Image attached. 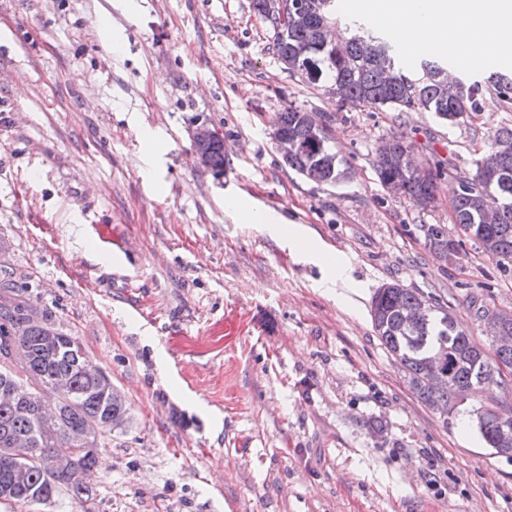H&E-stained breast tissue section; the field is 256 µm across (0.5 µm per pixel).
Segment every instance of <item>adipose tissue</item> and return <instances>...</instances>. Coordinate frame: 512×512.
I'll use <instances>...</instances> for the list:
<instances>
[{
	"mask_svg": "<svg viewBox=\"0 0 512 512\" xmlns=\"http://www.w3.org/2000/svg\"><path fill=\"white\" fill-rule=\"evenodd\" d=\"M350 7L387 30L409 60L451 51L473 71L492 57L512 61V0H350ZM288 240L302 258L328 265L325 291L346 298L352 286L328 250L296 229Z\"/></svg>",
	"mask_w": 512,
	"mask_h": 512,
	"instance_id": "ef3b65f1",
	"label": "adipose tissue"
}]
</instances>
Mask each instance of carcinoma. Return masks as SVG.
I'll return each mask as SVG.
<instances>
[{
	"mask_svg": "<svg viewBox=\"0 0 512 512\" xmlns=\"http://www.w3.org/2000/svg\"><path fill=\"white\" fill-rule=\"evenodd\" d=\"M253 8L272 31L274 55L290 77L320 88L336 103H355L375 110L403 112L421 107L450 125L470 112L480 111L485 93L512 107V75L493 73L484 82L448 81V62L431 57L410 72L395 44L355 20L352 34L336 45L319 37L322 22L331 23L335 0H253ZM275 128L300 144L285 165L318 184L349 179L347 163L332 146L328 130L313 131L306 112L288 107L275 116ZM388 151L375 149L374 168L380 184L395 181L400 195L419 206L435 202L439 180L453 163L437 160L422 177L411 174L402 157L406 137L389 135ZM500 146L501 177L475 168L458 173V192L452 202L457 245L467 238L501 268L512 265V127L498 129L489 149ZM205 151L209 166L224 169V141L216 138ZM426 246L435 254L448 252L453 235L443 224H424ZM423 293L396 282L377 289L371 301L372 324L388 353L408 375L422 402L433 412L447 415L457 410L458 391L476 393L487 386H506L507 379L494 371L497 362L512 364V348L492 345L488 353L471 341L463 327L449 322V311L439 303L412 322L410 313L420 307ZM30 304L22 289L6 276L0 278V390L23 388L16 400L0 397V502L31 503L35 497L49 501L65 487L82 500L83 512L94 503L83 475L93 469L96 453H69L73 437L84 434L89 447L127 420L126 401L111 396L112 381L91 366L82 344L55 327L50 312L43 321L23 325L22 313ZM440 354L449 380H434L432 359ZM479 434L500 455H511L512 444H502L499 417L490 408L476 409Z\"/></svg>",
	"mask_w": 512,
	"mask_h": 512,
	"instance_id": "obj_1",
	"label": "carcinoma"
}]
</instances>
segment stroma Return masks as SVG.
Instances as JSON below:
<instances>
[{"mask_svg": "<svg viewBox=\"0 0 512 512\" xmlns=\"http://www.w3.org/2000/svg\"><path fill=\"white\" fill-rule=\"evenodd\" d=\"M126 2L0 0V268L127 404L87 481L94 512H512V456L458 431L480 406L512 413V388L440 418L370 316L397 282L488 348L477 312L512 310V267L470 240L439 260L420 227L450 224L457 181L422 208L373 160L397 132L418 160L474 171L512 111L489 98L451 126L339 106L289 77L252 0ZM290 105L330 114L349 180L284 164L273 118ZM202 126L224 141L223 170L195 153ZM231 194L333 251L355 301L324 292L287 235L236 222Z\"/></svg>", "mask_w": 512, "mask_h": 512, "instance_id": "1", "label": "stroma"}]
</instances>
